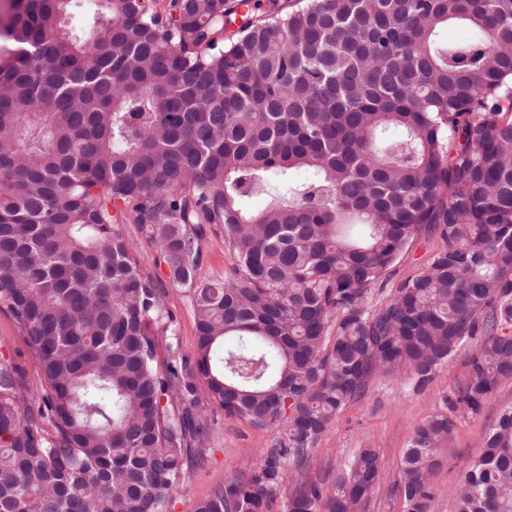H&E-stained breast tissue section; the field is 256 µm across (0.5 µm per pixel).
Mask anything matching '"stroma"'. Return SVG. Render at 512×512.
Segmentation results:
<instances>
[{
    "label": "stroma",
    "mask_w": 512,
    "mask_h": 512,
    "mask_svg": "<svg viewBox=\"0 0 512 512\" xmlns=\"http://www.w3.org/2000/svg\"><path fill=\"white\" fill-rule=\"evenodd\" d=\"M123 231L136 241L143 269L166 293L167 306L178 319L181 348L191 353L196 349L197 335L190 292L173 283L159 245L148 242L136 225L123 224ZM443 246L438 234H421L391 268L388 280L376 285L369 297L371 309H378L393 287L403 279L422 272L429 257ZM202 261L196 272L198 282L223 278L234 264V258L222 237L207 236L201 243ZM21 365L31 388H39L43 380L38 361L32 356L26 339L14 318L0 310V363ZM465 355H457L440 368L431 383L415 387L411 378L394 374H374L365 393L349 403L335 423L318 440L302 468L286 464L289 491L318 484L332 490L337 475L355 449L372 448L378 455L379 480L364 512H406L396 483L404 454L415 428L437 413L448 414L455 424L448 444V457L434 471L429 482L435 493L431 512H453V495L465 473L481 455L486 434L498 417L504 401L512 399V377L502 379L494 398L480 415L473 416L461 407L446 404L444 397L465 378ZM214 414V430L208 442L206 465L194 470L175 496L174 512H194L196 504L218 485L242 476L259 456L278 448L281 433L275 428L259 429L247 420L226 416L217 402L206 404Z\"/></svg>",
    "instance_id": "obj_1"
}]
</instances>
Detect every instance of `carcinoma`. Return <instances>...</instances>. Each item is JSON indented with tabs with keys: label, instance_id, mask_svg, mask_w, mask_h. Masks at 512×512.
<instances>
[{
	"label": "carcinoma",
	"instance_id": "cac0c4a2",
	"mask_svg": "<svg viewBox=\"0 0 512 512\" xmlns=\"http://www.w3.org/2000/svg\"><path fill=\"white\" fill-rule=\"evenodd\" d=\"M17 2L0 23V309L44 383L0 365V512H172L206 457V396L283 439L194 512H355L373 449L330 493L281 494L284 462L373 374L425 385L480 329L449 401L477 416L512 377V0H94L83 39L73 0ZM118 201L189 287L191 355ZM424 230L443 249L369 309ZM208 234L235 264L198 285ZM453 431L446 414L415 429L407 512H430ZM454 512H512V403Z\"/></svg>",
	"mask_w": 512,
	"mask_h": 512
}]
</instances>
